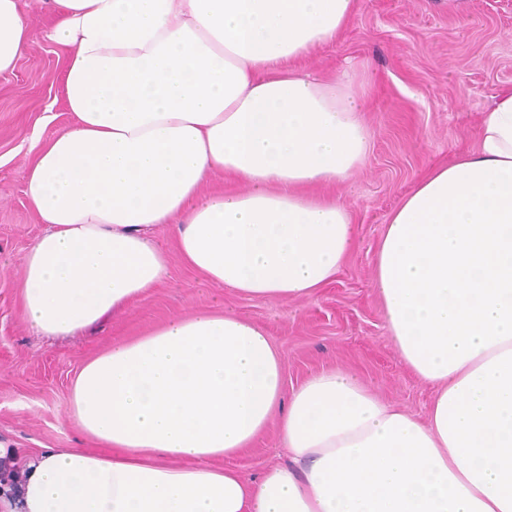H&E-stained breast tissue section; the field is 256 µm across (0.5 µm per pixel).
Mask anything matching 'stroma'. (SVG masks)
Here are the masks:
<instances>
[{
	"instance_id": "35a3bbf8",
	"label": "stroma",
	"mask_w": 512,
	"mask_h": 512,
	"mask_svg": "<svg viewBox=\"0 0 512 512\" xmlns=\"http://www.w3.org/2000/svg\"><path fill=\"white\" fill-rule=\"evenodd\" d=\"M30 40L14 70L0 76V442L32 457L83 448L66 419L69 384L80 366L113 340L141 333L213 289L182 266L146 302L103 327L51 341L32 334L19 309L27 248L41 226L24 196L35 146L72 122L65 97V53L46 40L47 6L18 0ZM303 69L330 77L356 70L369 87L364 119L373 137L364 165L332 193L349 209L355 246L333 282L308 299L270 301L225 293L226 309L261 325L284 360L286 387L326 369L357 373L383 400L419 416L432 389L402 363L386 332L373 278L375 251L391 211L433 167L472 150L483 111L512 87V0H359L335 44ZM271 421L235 464L249 479L283 462Z\"/></svg>"
}]
</instances>
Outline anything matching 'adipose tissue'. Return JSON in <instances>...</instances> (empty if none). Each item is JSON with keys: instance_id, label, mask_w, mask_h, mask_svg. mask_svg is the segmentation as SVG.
Here are the masks:
<instances>
[{"instance_id": "adipose-tissue-1", "label": "adipose tissue", "mask_w": 512, "mask_h": 512, "mask_svg": "<svg viewBox=\"0 0 512 512\" xmlns=\"http://www.w3.org/2000/svg\"><path fill=\"white\" fill-rule=\"evenodd\" d=\"M73 126L47 138L25 196L42 226L22 268L31 332L78 335L149 298L173 263L251 298L312 297L354 242L314 195L369 152L352 75L297 68L358 0H51ZM29 41L0 0V75ZM227 184L209 189L214 174ZM172 230L170 241L156 235ZM374 280L426 417L331 370L285 391L283 357L222 301L86 361L68 419L97 451L0 472L5 512H512V90L474 150L391 213ZM281 416L286 463L250 481L227 461Z\"/></svg>"}]
</instances>
